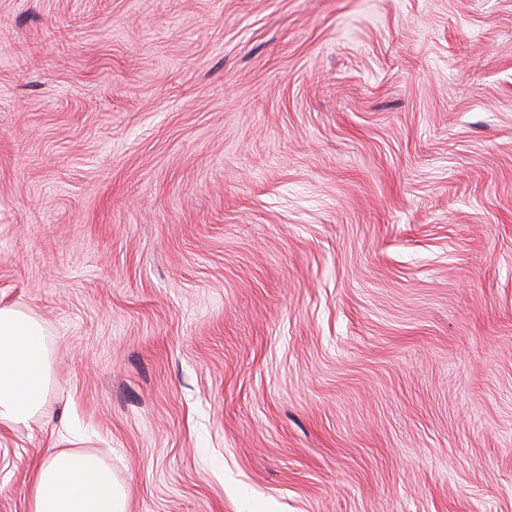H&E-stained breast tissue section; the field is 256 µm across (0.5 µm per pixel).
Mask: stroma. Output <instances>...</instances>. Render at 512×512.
Listing matches in <instances>:
<instances>
[{
    "label": "stroma",
    "instance_id": "35a3bbf8",
    "mask_svg": "<svg viewBox=\"0 0 512 512\" xmlns=\"http://www.w3.org/2000/svg\"><path fill=\"white\" fill-rule=\"evenodd\" d=\"M130 512H512V0H0V306Z\"/></svg>",
    "mask_w": 512,
    "mask_h": 512
}]
</instances>
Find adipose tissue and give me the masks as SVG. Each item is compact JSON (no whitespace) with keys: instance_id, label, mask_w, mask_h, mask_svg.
<instances>
[{"instance_id":"ef3b65f1","label":"adipose tissue","mask_w":512,"mask_h":512,"mask_svg":"<svg viewBox=\"0 0 512 512\" xmlns=\"http://www.w3.org/2000/svg\"><path fill=\"white\" fill-rule=\"evenodd\" d=\"M42 325L30 315L0 306V422L24 424L47 403L51 368ZM29 512H128L124 487L100 456L50 455L35 469Z\"/></svg>"}]
</instances>
